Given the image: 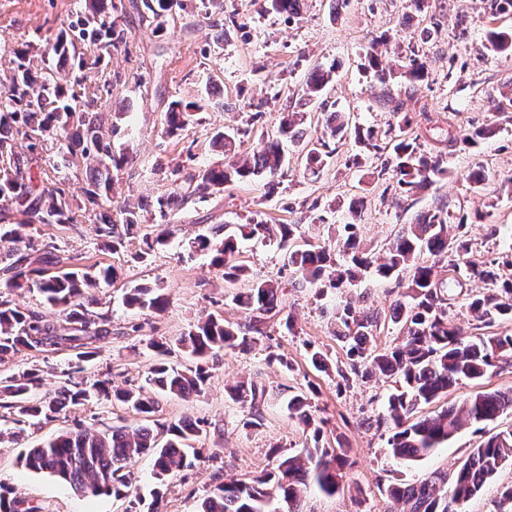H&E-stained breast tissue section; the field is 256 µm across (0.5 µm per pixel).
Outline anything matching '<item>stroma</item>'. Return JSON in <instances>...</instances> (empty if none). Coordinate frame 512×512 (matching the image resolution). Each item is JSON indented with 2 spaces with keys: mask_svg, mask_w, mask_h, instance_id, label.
Here are the masks:
<instances>
[{
  "mask_svg": "<svg viewBox=\"0 0 512 512\" xmlns=\"http://www.w3.org/2000/svg\"><path fill=\"white\" fill-rule=\"evenodd\" d=\"M223 8H203L200 0H186L174 8L156 32L142 0H120L112 18L125 34L123 44L105 60L104 77L84 84L86 98L129 113L106 117L115 150L124 153L122 168L112 174V209L129 204L140 207L174 188H188L200 168L219 164L222 154L211 147L212 137L230 128L255 122L274 133L281 113L297 108L295 98L273 96L272 86L297 87L314 66L337 64L328 89V101L349 113L363 127L385 128L393 115L381 86L364 68V51L387 31L406 26L431 29L426 41L403 40L381 45L387 57L416 49L428 62L429 78L417 83L415 96L434 111L440 122L427 133L428 143L448 132H467L473 125L494 126L496 134L477 148L448 156L449 178L422 196L415 208L399 207L393 194L385 193L373 179L372 164L354 165L360 148L352 138L335 144L329 166L319 178L304 172L297 152L290 161L273 197H266L262 182L249 181L216 193L201 192L174 208L166 221L146 216L124 248L102 245L90 221L66 226H43L36 240L58 246V256L75 268L114 266L117 278L109 287L92 289V309L109 323L111 335L97 342L92 360L75 363L72 352L22 351L8 365L0 366V378L24 370H36L41 385L35 394L48 397L64 384L71 369L80 379H110L119 387L144 385L159 355L145 346L148 338L172 339L196 323L202 311L222 312L226 320H240L242 313L231 302L237 285L228 283L208 256L190 252L189 241L219 224H237L261 213L272 224L303 221L299 244H318L337 234L353 202L363 204L357 227L362 244L382 249L400 225L412 223L418 212L450 203L468 212H488L497 224L512 225V54H493L486 33L493 27L512 25V18L492 17L483 0H349L333 13L331 0H303L300 21L261 12L257 0H223ZM84 0H0V80L8 76L14 49L42 46L54 39L63 22L81 8ZM267 99L260 116H253L250 101ZM197 104L193 122L181 135L163 132L169 102ZM480 165L486 176L485 192L471 190L466 174ZM180 167L178 180L170 171ZM166 233L168 243L147 251V241ZM147 251L145 261L137 252ZM243 258L253 273L280 283L284 314L293 320L285 330L279 319L268 324V336L251 351H228L213 370L204 395L159 399L156 418L170 423L188 417L200 421L203 447L217 452V461H194L191 467L158 486L150 458L133 467L131 491L145 503L162 488L161 512H195L198 498L210 482L214 465L224 467L228 478L245 480L275 465V453H296L304 448L307 433L290 418L285 401L298 390H312L313 414L325 446L344 436L351 450L336 495L315 487L301 495L302 512H388L390 502L382 489L394 482H411L432 470L454 471L471 448L489 436L512 426V414L488 425L462 428L443 448L411 465L394 461L387 453L388 434L378 428L392 380L372 377L350 386L339 384L335 374L317 371L311 350L324 352L334 363H345L347 349L334 334L332 309L337 300L379 312L381 324L371 340L376 350L394 345L399 335L389 315L402 286L398 279H376L365 273L356 286L332 288L324 284L295 287L285 248L278 241H250L242 246ZM149 286L162 289L169 302L163 311L127 307L130 289ZM254 380L265 385L269 400L262 409L260 427H246V406L233 402L227 386ZM512 390V362L499 363L493 375L458 384L442 398V405L458 404L479 392ZM140 418L115 401H94L68 407L54 421L38 426H14L7 409L0 408V428L15 429L14 442L0 444V484L14 495L33 501L43 512H125L124 501L109 495L86 497L68 484L46 474H35L20 463L28 446L44 438L77 428L104 431L136 427Z\"/></svg>",
  "mask_w": 512,
  "mask_h": 512,
  "instance_id": "obj_1",
  "label": "stroma"
}]
</instances>
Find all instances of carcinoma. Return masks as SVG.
Here are the masks:
<instances>
[{
	"label": "carcinoma",
	"mask_w": 512,
	"mask_h": 512,
	"mask_svg": "<svg viewBox=\"0 0 512 512\" xmlns=\"http://www.w3.org/2000/svg\"><path fill=\"white\" fill-rule=\"evenodd\" d=\"M264 10L289 19L299 17L301 0H264ZM178 0H144L152 18L163 19ZM117 9L114 0H85L84 8L75 14L45 50L28 45L13 51L9 89L0 92V201L14 207L21 219L13 222L10 215L0 213V241L14 244L8 258L0 262V364L9 362L23 350L54 351L58 348L76 351L84 361L95 341L111 335L103 318L88 308V290L110 286L117 277L111 266L86 271L63 269L49 273L60 260L48 259L50 251L41 250L35 238L25 232L35 225L77 223L78 212L92 217L96 236L112 243L118 250L125 238L144 222L140 211L124 207L120 219H112V211H103L112 186V168H121L124 156L112 150L103 134L104 116L101 104H93L68 95L64 84L54 79L53 72L33 65L35 58L46 63V57L57 59V65L77 62L78 69L99 65L104 55L121 45L124 32L119 30L109 12ZM489 50L512 53V28L493 30L488 35ZM366 69L381 83L395 77L403 79L397 94L386 92L394 122L376 137L369 128L351 122L345 112L323 113V135L313 137L302 128V112H286L274 138L258 134L261 146L252 152L242 149V139L254 128L238 129L233 134L218 133L213 145L224 150L228 161L207 166L199 172L201 186L221 192L236 183L261 179L267 195H273L279 178L288 164L284 143L293 145L305 161V171L319 176L333 154L326 138L351 136L364 148L365 157L381 160L378 176L391 181L399 200L413 206L416 196L434 188L448 176V153L458 145L473 148L479 141L492 138L496 130L489 125L473 127L458 137L449 134L446 148L429 145L422 140L420 126L410 116L418 112L428 123L432 118L426 105L415 100L413 87L428 77L427 61L416 54L392 62L378 55L375 46L365 54ZM336 73V64L318 65L302 87L300 100L312 109L327 93ZM191 106L173 100L165 111L164 133L176 136L191 120ZM28 141L29 154L14 150L16 140ZM49 140L59 144L62 158L85 160L88 188L79 202L65 189L66 177L41 170L34 176V165ZM188 196L175 191L156 200L160 219L167 218L173 205L184 204ZM359 201L348 210L343 230L346 237L334 254L332 245L306 244L288 252V265L294 268L301 286L329 282L333 288L354 284L367 270L381 278L408 275L401 299L392 307L390 320L398 327L401 341L377 351L370 347L379 313L369 308H356L351 303L339 304L334 314L336 336L348 344V363L336 367L337 376L345 383L368 379L376 374L395 380L388 395L385 415L376 420L386 426L390 455L399 463L420 461L442 447L465 425L494 422L512 413V390L478 393L459 404L444 407L435 415L423 416L424 405L437 402L448 390L463 380H480L492 374L497 363L512 358V329L491 334L465 337L448 322L449 285L458 282L463 273L489 285L488 290L472 294L466 310L482 327H493L503 321L512 323V276L505 278L500 266L512 268V258L498 263H477L467 258L469 228L484 223V215H468L460 207L443 205L423 211L415 222L398 232L389 247L375 251L360 244L356 226L362 217ZM300 224H269L257 213L243 224L224 225L220 237L197 235L189 249L211 257V265L224 269L228 282L246 281L248 288L233 296L234 304L244 313L240 322L230 323L219 312H205L190 330L167 340L149 338L146 346L159 355L178 350L193 362L174 367L160 362L150 368L145 385L136 389H112L106 380L78 382L62 387L52 397L32 401L30 392L37 377L24 372L11 376L0 386V397L14 410L16 424H40L55 420L70 405L100 399L117 400L130 406L144 423L134 429L112 428L104 433L78 429L26 449L20 462L30 472L47 473L68 483L76 492L97 497L111 495L129 499L125 512H142V499L129 498L132 463L148 456L159 486L166 478L190 466L188 455L202 456L195 447L202 429L197 421L180 419L161 424L155 419L156 393L189 397L205 393L219 353L225 350L246 351L266 335L267 317L279 313V283L255 277L240 259L239 244L243 240L276 238L285 244L301 235ZM427 252L448 259V281L438 280L435 265L420 261ZM36 290L44 302L58 310L64 324L48 322L38 311L23 308L12 295L20 290ZM130 307L160 310L168 298L158 288L140 287L124 298ZM229 397L249 406L244 426L261 425L260 406L267 402L266 388L255 381L241 382L230 388ZM290 417L308 427L313 421L312 405L306 393L288 398ZM321 429L312 433V445L293 455L274 450L276 466L262 471L247 481L226 478L215 472L212 483L198 500L197 512H300L301 488L313 484L327 496L336 494L341 470L350 458L346 441L336 437V447L320 444ZM512 463V428L501 431L472 449L453 476L431 472L414 483H394L385 488L393 502L391 512H461L460 506L477 495L498 472ZM0 512H40L31 502L0 492Z\"/></svg>",
	"instance_id": "obj_1"
}]
</instances>
